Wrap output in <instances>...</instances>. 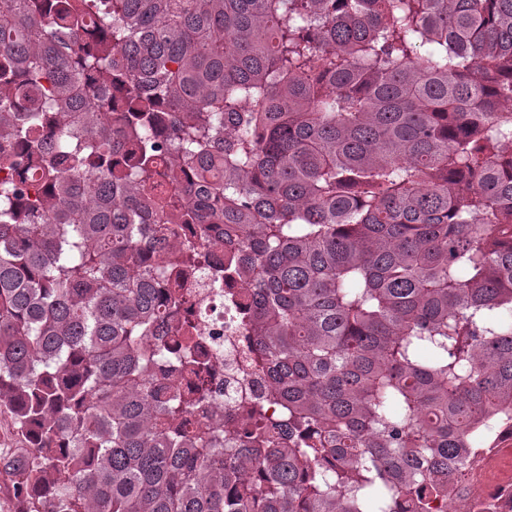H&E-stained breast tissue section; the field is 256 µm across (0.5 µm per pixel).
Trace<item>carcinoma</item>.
Returning <instances> with one entry per match:
<instances>
[{
    "instance_id": "1",
    "label": "carcinoma",
    "mask_w": 512,
    "mask_h": 512,
    "mask_svg": "<svg viewBox=\"0 0 512 512\" xmlns=\"http://www.w3.org/2000/svg\"><path fill=\"white\" fill-rule=\"evenodd\" d=\"M0 170L16 512H430L512 415V0H0ZM173 213L247 279L216 420Z\"/></svg>"
}]
</instances>
